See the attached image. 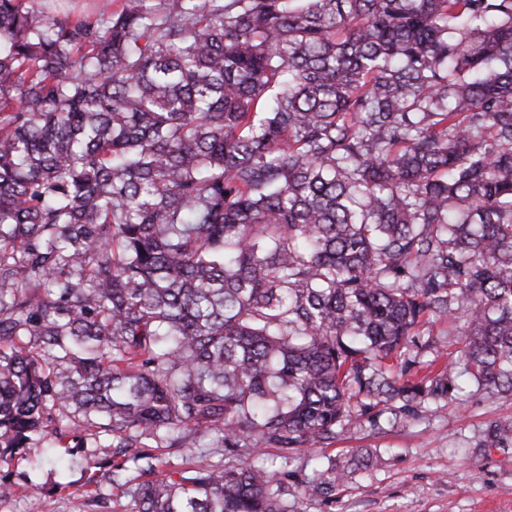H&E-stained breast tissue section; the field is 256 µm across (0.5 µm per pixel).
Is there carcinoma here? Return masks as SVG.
I'll list each match as a JSON object with an SVG mask.
<instances>
[{"label": "carcinoma", "mask_w": 512, "mask_h": 512, "mask_svg": "<svg viewBox=\"0 0 512 512\" xmlns=\"http://www.w3.org/2000/svg\"><path fill=\"white\" fill-rule=\"evenodd\" d=\"M464 376L512 396V0H0L1 461L296 512Z\"/></svg>", "instance_id": "cac0c4a2"}]
</instances>
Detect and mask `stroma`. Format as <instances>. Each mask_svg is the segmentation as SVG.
<instances>
[{
	"mask_svg": "<svg viewBox=\"0 0 512 512\" xmlns=\"http://www.w3.org/2000/svg\"><path fill=\"white\" fill-rule=\"evenodd\" d=\"M499 419L512 420V398L477 393L465 411L435 403L418 422L386 434L350 429L328 456L347 459L375 448L378 461L335 494L297 496L298 512H512V447L476 445ZM0 479L16 489L0 512H88L83 499L55 487L62 479L82 482L79 465L61 476L17 456L0 462Z\"/></svg>",
	"mask_w": 512,
	"mask_h": 512,
	"instance_id": "35a3bbf8",
	"label": "stroma"
}]
</instances>
